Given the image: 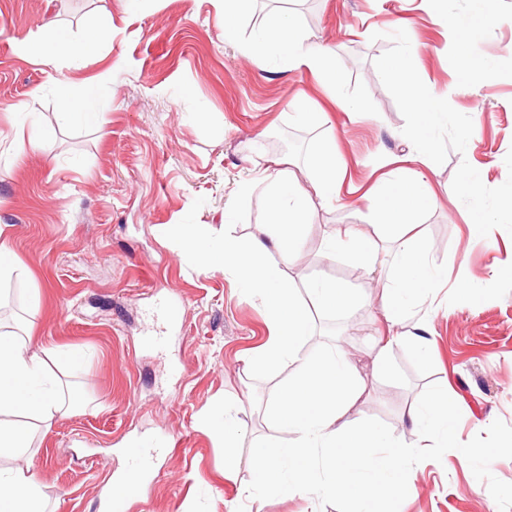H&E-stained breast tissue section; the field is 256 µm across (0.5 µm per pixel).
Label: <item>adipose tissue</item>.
Wrapping results in <instances>:
<instances>
[{
	"instance_id": "ef3b65f1",
	"label": "adipose tissue",
	"mask_w": 512,
	"mask_h": 512,
	"mask_svg": "<svg viewBox=\"0 0 512 512\" xmlns=\"http://www.w3.org/2000/svg\"><path fill=\"white\" fill-rule=\"evenodd\" d=\"M260 45L282 52L289 65L319 73L328 84L336 75L328 66L330 48L321 42L298 37L288 14L267 16ZM94 40L79 43L60 38L41 43L31 38L16 40L22 55L54 62L61 54H87ZM388 76L405 91L415 120L412 125L420 150H428L429 131L444 109L435 99L420 92L402 60L391 61ZM308 188H301L296 177L282 170L265 172L269 187L268 233L266 237L242 242L225 234L219 245L200 256L204 270L223 269L233 273L243 289L264 304L272 336L267 344L249 355L245 364L257 370L277 361H297L296 376L286 384L272 411L282 434L275 451H261L254 459L257 484L288 490H308L319 497L336 496L344 491L365 488L368 499H388L400 491L399 477L405 465L419 456L370 424L346 426L341 422L360 390L347 356L338 350L317 357H297V342L307 336L312 319L285 280L284 268L300 255L302 227L307 222V199L316 196L328 202L341 193L342 181L336 172V147L326 144L306 173ZM389 204L379 205L377 218L385 224H407L415 203L426 193L424 182L411 179L392 183L386 190ZM279 263H271L270 254ZM439 276L427 265V248L420 242H404L396 274L387 292L392 299L385 308L389 325H397L402 309L400 298L415 297L417 291L437 282ZM58 347L32 350L27 337L0 332V456L23 457L29 446L27 426L7 421V414L25 412L43 427H51L66 404L55 369L67 359ZM408 418L420 433L440 430L444 436L454 431V407L437 400L408 411ZM0 512H44V501L37 474L27 467L0 472Z\"/></svg>"
}]
</instances>
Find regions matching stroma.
<instances>
[{
	"label": "stroma",
	"mask_w": 512,
	"mask_h": 512,
	"mask_svg": "<svg viewBox=\"0 0 512 512\" xmlns=\"http://www.w3.org/2000/svg\"><path fill=\"white\" fill-rule=\"evenodd\" d=\"M475 9L474 0H254L228 41L221 0H0V230L20 265L0 282V318L20 319L33 344L82 354L60 373L78 401L50 429L30 421L25 457H1L0 469L35 471L48 512H108L105 494L130 450L162 442L125 512H350L344 497L255 483L247 460L281 437L270 411L293 366L246 368L271 335L265 308L174 243L186 228L205 244L228 228L259 235L267 200L258 172L282 161L304 175L332 138L343 190L330 203L312 199L286 278L302 301L321 280L344 284L354 300L318 310L297 353L344 351L366 383L347 420L377 426L406 451L423 446L421 468L377 512H512V277L497 273L512 252V0H489L477 25ZM273 11L331 46L336 85L254 51ZM100 26L112 35L95 53L50 67L15 51L19 38L80 40ZM399 54L447 105L424 156L404 92L384 73ZM67 96L97 122L61 123ZM29 137L38 149L16 155V140ZM417 174L429 195L416 231L448 282L405 305L382 373L372 340L387 333L384 287L400 239L375 220V194ZM478 222L480 245L471 241ZM347 226L373 242L372 261L328 255ZM420 325L433 338L424 353L408 337ZM157 333L160 349L146 342ZM441 393L460 406L452 447L420 438L405 419ZM220 412L242 458L230 471L210 426Z\"/></svg>",
	"instance_id": "1"
}]
</instances>
